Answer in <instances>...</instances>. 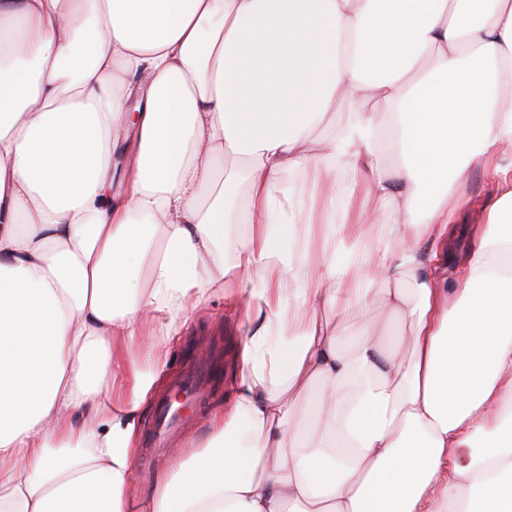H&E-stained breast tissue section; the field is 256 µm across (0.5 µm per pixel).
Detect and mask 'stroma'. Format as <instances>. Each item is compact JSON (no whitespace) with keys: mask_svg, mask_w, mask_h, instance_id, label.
Listing matches in <instances>:
<instances>
[{"mask_svg":"<svg viewBox=\"0 0 512 512\" xmlns=\"http://www.w3.org/2000/svg\"><path fill=\"white\" fill-rule=\"evenodd\" d=\"M233 299L224 298L209 302L196 310L187 324L170 342L169 366L171 372H178L189 356H201L210 348L218 346L223 350L224 380L213 391L209 401L195 409L188 428L168 449L158 457L152 456L150 448L139 446L136 463L150 461L149 470L137 471L136 494L145 498L152 494L157 481L169 472L183 457L190 440L202 438L214 414L221 412L231 399L230 382L239 366V354L244 346L240 327L231 309Z\"/></svg>","mask_w":512,"mask_h":512,"instance_id":"1","label":"stroma"}]
</instances>
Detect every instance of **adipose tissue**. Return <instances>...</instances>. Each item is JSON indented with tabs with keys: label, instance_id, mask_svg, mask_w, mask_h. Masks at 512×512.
<instances>
[{
	"label": "adipose tissue",
	"instance_id": "obj_1",
	"mask_svg": "<svg viewBox=\"0 0 512 512\" xmlns=\"http://www.w3.org/2000/svg\"><path fill=\"white\" fill-rule=\"evenodd\" d=\"M508 67L512 0H0V512H512ZM375 284L387 318L350 316ZM220 296L233 400L137 498L141 409ZM357 116V112L345 100L336 99L322 123L316 127L314 135L322 140L337 138L350 129ZM492 192L493 186L489 179L480 170H475L466 186V193L475 208L484 206L491 198Z\"/></svg>",
	"mask_w": 512,
	"mask_h": 512
}]
</instances>
